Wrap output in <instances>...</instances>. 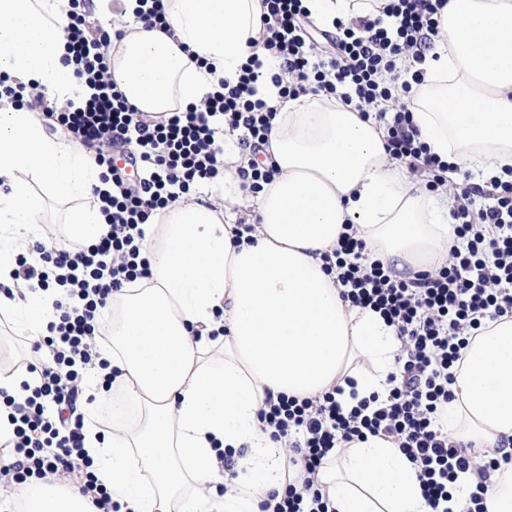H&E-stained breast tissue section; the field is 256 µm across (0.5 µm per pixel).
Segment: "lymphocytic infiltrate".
I'll list each match as a JSON object with an SVG mask.
<instances>
[{"label": "lymphocytic infiltrate", "instance_id": "1", "mask_svg": "<svg viewBox=\"0 0 512 512\" xmlns=\"http://www.w3.org/2000/svg\"><path fill=\"white\" fill-rule=\"evenodd\" d=\"M377 17L337 23L330 45L318 47L306 28L302 0H263L260 35L268 51L281 61L272 82L280 97L321 92L356 103L362 112L407 96L424 81L422 71L398 81L396 61L412 54L423 62L438 34V15L447 0H376ZM76 76L93 94L81 110L46 107L39 94L0 72V98L41 108L45 116L75 139L96 148L95 160L107 166L110 193L101 196L108 230L90 245H61L54 233L33 246L37 257H18L14 284L65 288L54 306L60 316L48 326L43 342L34 344L26 370L39 384L24 402L0 391V414L6 415L12 437L6 441L9 461L0 466V481L16 484L65 479L76 483L94 512H120L92 470L85 446L83 408L90 397L86 376L106 368L102 351L111 342L108 301L114 290L149 283L150 262L141 253L144 224L157 210L176 202L192 186L214 179L224 165L219 131L235 133L240 149L249 151L239 168L243 187L262 190L277 174L259 161L276 112L257 99L254 83L260 66L249 58L236 83L219 88L199 104L156 119L138 112L110 81L109 32L88 27L75 13L65 30ZM120 147L137 167L128 180L104 146ZM384 149L393 160L420 174L428 190L445 185L448 162L429 153L418 138L408 106L395 109ZM471 173L456 187L451 212L455 239L447 261L436 271L402 279L374 260L366 243L342 234L327 262L336 274L341 296L355 307L380 312L394 326L402 343L400 366L390 375L385 397H372L343 412L335 392L298 399L266 398L259 412L263 429L283 444L289 464L302 465L308 477L271 493L261 512H331L330 502L311 479L329 454L343 442L366 435L384 436L405 455L432 512H451L449 504L460 476L477 479L465 512H486L483 480L488 471L512 463V453L492 458L473 446L449 438L441 418L452 399L450 390L462 369L461 352L490 323L512 318V168L489 177L490 205L470 209Z\"/></svg>", "mask_w": 512, "mask_h": 512}]
</instances>
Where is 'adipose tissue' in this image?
<instances>
[{"label":"adipose tissue","mask_w":512,"mask_h":512,"mask_svg":"<svg viewBox=\"0 0 512 512\" xmlns=\"http://www.w3.org/2000/svg\"><path fill=\"white\" fill-rule=\"evenodd\" d=\"M94 17L120 32L110 52L118 90L151 116L185 109L219 79L237 80L255 56L257 90L276 111L264 151L278 170L257 196L237 175L249 158L224 148V170L206 200L185 197L146 225L150 287L112 295L111 387L95 379L85 449L100 481L126 512H259L288 483L285 451L263 431L266 394L312 397L342 387L351 410L384 393L401 347L380 313L342 299L323 257L353 227L376 259L399 272L434 271L453 238L452 195L417 187L383 148L385 130L341 98L278 96L275 58L259 39L261 0H165L164 28H146L135 0H94ZM317 25L362 16L372 0H303ZM70 0H0V72L69 111L90 95L64 61ZM410 101L430 153L473 170L512 167V0H448L439 37ZM104 170L78 142L45 135L29 106L0 99V280L21 249L40 239L43 198L35 175L60 200L83 199L74 235L106 232L95 190ZM252 231L234 244L237 220ZM8 303L31 342L47 333L55 295L15 287ZM452 385L450 438L487 453L512 447V320L491 323L462 352ZM138 417L104 440L112 390ZM235 450V486L221 490L217 449ZM334 512H431L394 443L367 436L342 444L315 476ZM23 512H93L78 488L10 489Z\"/></svg>","instance_id":"obj_1"}]
</instances>
